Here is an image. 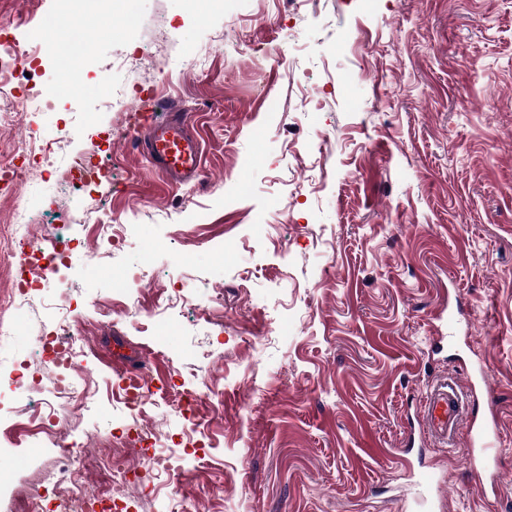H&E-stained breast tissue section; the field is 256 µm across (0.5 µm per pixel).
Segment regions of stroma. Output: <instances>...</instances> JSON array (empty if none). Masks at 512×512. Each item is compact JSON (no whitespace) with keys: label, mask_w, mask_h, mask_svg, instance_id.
Instances as JSON below:
<instances>
[{"label":"stroma","mask_w":512,"mask_h":512,"mask_svg":"<svg viewBox=\"0 0 512 512\" xmlns=\"http://www.w3.org/2000/svg\"><path fill=\"white\" fill-rule=\"evenodd\" d=\"M52 9L57 37L85 36L100 92L0 127L61 144L28 208L36 241L72 246L0 335V408L32 381L90 384L80 421L50 415L103 484L94 451L126 416L112 384L145 360L141 422L170 436L184 478L167 485L151 449L128 448L156 489L128 512H166L172 495L187 512H512V0H0V29L36 39ZM128 13L139 27L119 31ZM59 77L43 56L12 81L53 97ZM173 106L203 148V178L180 186L129 136ZM76 162L93 171L81 190L60 182ZM10 215L0 199V303L20 271ZM165 299L167 334L143 332L137 311ZM69 327L84 356L40 359ZM477 369L497 396L498 486L469 472L464 434L452 452L426 445L442 480L428 495L397 452L431 383L464 389ZM27 454L0 474L15 489L0 512H25L65 465L49 445Z\"/></svg>","instance_id":"35a3bbf8"}]
</instances>
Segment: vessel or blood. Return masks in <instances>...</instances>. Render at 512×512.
<instances>
[{"label":"vessel or blood","mask_w":512,"mask_h":512,"mask_svg":"<svg viewBox=\"0 0 512 512\" xmlns=\"http://www.w3.org/2000/svg\"><path fill=\"white\" fill-rule=\"evenodd\" d=\"M139 144L152 166L171 184L198 180L203 175L202 150L188 133L180 112L170 111L162 120L145 119L137 127ZM427 434L443 446H454L460 428H467L466 460L476 477H484L497 465L492 435L493 422L469 417L454 378L442 377L426 392L422 404Z\"/></svg>","instance_id":"vessel-or-blood-1"}]
</instances>
